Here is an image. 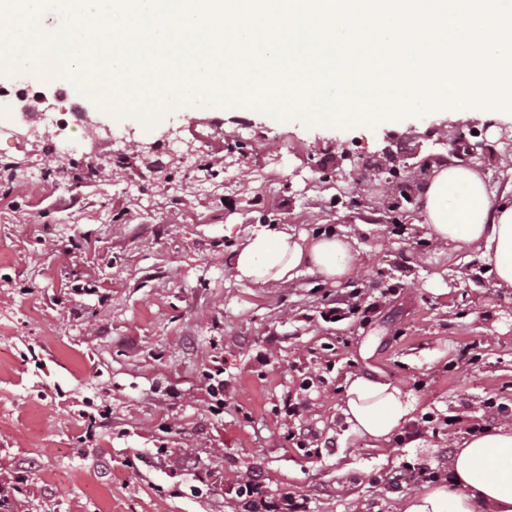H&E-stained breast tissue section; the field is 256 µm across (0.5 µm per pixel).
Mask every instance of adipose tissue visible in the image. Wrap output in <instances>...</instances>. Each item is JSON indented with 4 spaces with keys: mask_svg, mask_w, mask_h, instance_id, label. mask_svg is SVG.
<instances>
[{
    "mask_svg": "<svg viewBox=\"0 0 512 512\" xmlns=\"http://www.w3.org/2000/svg\"><path fill=\"white\" fill-rule=\"evenodd\" d=\"M418 216L433 242L473 250L492 264L497 287L512 289V197L492 199L479 171L462 164L431 166ZM356 265L357 254L345 237L283 229L252 234L233 260L240 281L286 283L306 269L332 286L351 276ZM417 404L412 390L355 376L347 380L342 413L349 433L382 444ZM477 506L483 512H512V426L457 441L447 482L423 486L407 499L404 512H473Z\"/></svg>",
    "mask_w": 512,
    "mask_h": 512,
    "instance_id": "adipose-tissue-1",
    "label": "adipose tissue"
}]
</instances>
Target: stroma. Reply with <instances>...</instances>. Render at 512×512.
Returning a JSON list of instances; mask_svg holds the SVG:
<instances>
[{"label": "stroma", "mask_w": 512, "mask_h": 512, "mask_svg": "<svg viewBox=\"0 0 512 512\" xmlns=\"http://www.w3.org/2000/svg\"><path fill=\"white\" fill-rule=\"evenodd\" d=\"M20 84L47 101L67 88L122 141L102 171L78 152L63 163L0 141V512H242L238 488L254 475L308 512H403L418 485L386 484L403 462L446 468L471 425L512 426V290L477 253L434 244L385 192L389 169L455 161L464 139L488 146L462 160L501 195L512 117L484 113L473 128L436 109L340 126L227 101L204 115L168 106L148 130L36 67L0 70V87ZM171 129L212 175L181 168L159 182ZM273 228L347 237L356 272L336 286L311 271L237 281L236 248ZM353 292L367 316L322 319ZM219 366L217 413L206 375ZM356 375L413 390L419 437L347 434L343 386ZM287 399L302 419L285 417ZM304 428L307 447L287 439Z\"/></svg>", "instance_id": "obj_1"}]
</instances>
